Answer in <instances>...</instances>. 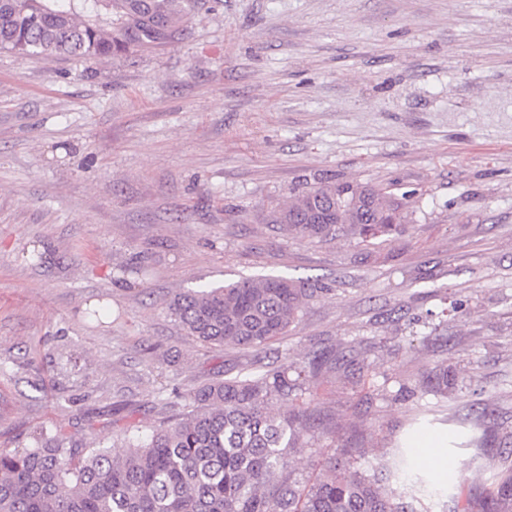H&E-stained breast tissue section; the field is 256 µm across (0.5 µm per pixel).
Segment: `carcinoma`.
Segmentation results:
<instances>
[{"mask_svg":"<svg viewBox=\"0 0 512 512\" xmlns=\"http://www.w3.org/2000/svg\"><path fill=\"white\" fill-rule=\"evenodd\" d=\"M198 0H0V50L21 56L95 60L166 45ZM404 203L368 185L329 182L295 196L273 218L311 241L348 231L361 243L388 241ZM313 289L283 277H243L180 292L170 314L210 347L258 348L288 332ZM325 357L303 366L214 381L183 397L178 418L142 437L124 432L127 452L66 446L43 427L23 449H0V512H429L424 479L395 454L372 475L336 458L313 480L294 477L292 458L311 414L299 406L275 417L269 400L302 391ZM404 474V495L383 474ZM454 512H512V467Z\"/></svg>","mask_w":512,"mask_h":512,"instance_id":"1","label":"carcinoma"}]
</instances>
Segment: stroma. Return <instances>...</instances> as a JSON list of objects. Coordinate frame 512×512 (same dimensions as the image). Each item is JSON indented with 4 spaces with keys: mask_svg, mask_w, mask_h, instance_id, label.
Segmentation results:
<instances>
[{
    "mask_svg": "<svg viewBox=\"0 0 512 512\" xmlns=\"http://www.w3.org/2000/svg\"><path fill=\"white\" fill-rule=\"evenodd\" d=\"M328 181L406 195L399 234L272 221ZM249 275L316 291L266 347L208 348L167 310ZM316 353L296 478L341 442L372 472L441 434L444 512L512 453V0H200L153 52H0V448L54 424L121 456L172 391Z\"/></svg>",
    "mask_w": 512,
    "mask_h": 512,
    "instance_id": "1",
    "label": "stroma"
}]
</instances>
